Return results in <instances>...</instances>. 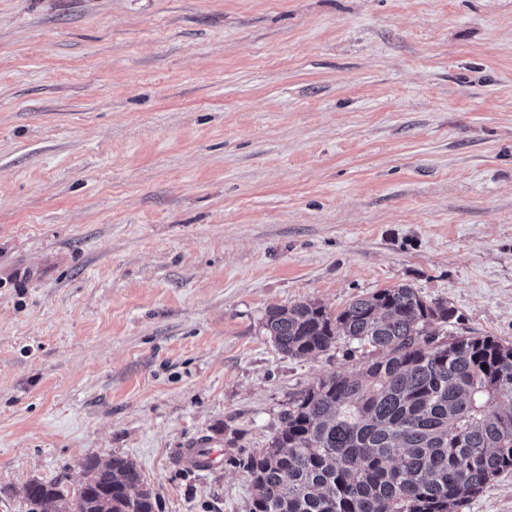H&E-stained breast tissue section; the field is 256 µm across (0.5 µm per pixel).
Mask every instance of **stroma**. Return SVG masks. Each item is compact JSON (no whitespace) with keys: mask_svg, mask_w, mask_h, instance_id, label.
<instances>
[{"mask_svg":"<svg viewBox=\"0 0 512 512\" xmlns=\"http://www.w3.org/2000/svg\"><path fill=\"white\" fill-rule=\"evenodd\" d=\"M399 284L512 342V0H0V512L112 456L248 512L239 460L365 364L266 313Z\"/></svg>","mask_w":512,"mask_h":512,"instance_id":"1","label":"stroma"}]
</instances>
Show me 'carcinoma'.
I'll list each match as a JSON object with an SVG mask.
<instances>
[{"label": "carcinoma", "mask_w": 512, "mask_h": 512, "mask_svg": "<svg viewBox=\"0 0 512 512\" xmlns=\"http://www.w3.org/2000/svg\"><path fill=\"white\" fill-rule=\"evenodd\" d=\"M448 306L398 285L332 313L303 301L269 310L264 329L303 359L340 340L370 361L301 390L268 446L243 462L248 512H459L512 471V344L442 339ZM27 512H155L126 458L85 463L74 489L25 486Z\"/></svg>", "instance_id": "carcinoma-1"}]
</instances>
